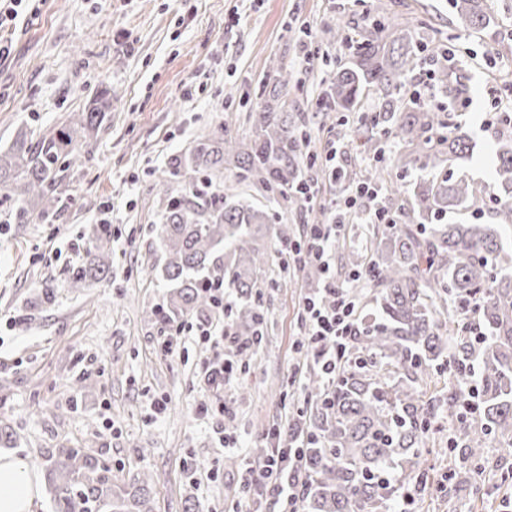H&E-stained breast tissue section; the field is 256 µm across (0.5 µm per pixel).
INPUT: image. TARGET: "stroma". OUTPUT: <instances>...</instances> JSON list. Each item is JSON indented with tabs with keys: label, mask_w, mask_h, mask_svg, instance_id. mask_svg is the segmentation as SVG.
<instances>
[{
	"label": "stroma",
	"mask_w": 512,
	"mask_h": 512,
	"mask_svg": "<svg viewBox=\"0 0 512 512\" xmlns=\"http://www.w3.org/2000/svg\"><path fill=\"white\" fill-rule=\"evenodd\" d=\"M494 4L495 26L471 33L452 0H29L24 23L0 32L11 43L0 60V147L19 130L40 134L64 123L106 90L112 110L82 165L68 170L48 217L15 223L17 203L0 190V423L13 431L16 455L39 471L52 448L101 453L120 477L150 472L154 512H184L189 501L201 512H235L234 487L253 447L283 409L303 404L289 371L300 358L298 316L310 277L292 270L287 287L264 289V338L253 363L225 388L223 415L197 414L209 392L200 368L212 348L194 342L185 358L162 357L148 317L166 296L141 273L161 256L165 202L157 177L217 126L251 144L249 114L276 60L298 77L281 102L311 131V151L321 153L339 123L356 125L358 113L380 111L382 100L371 91L356 111H321L326 81L353 52L301 39L302 27L336 24L360 38L395 20L419 43L437 41L456 53L433 103L461 114L473 155L437 167V175L495 194L501 127L491 122L493 101L512 99V74L488 93L486 64L512 60V0ZM108 206L112 278L68 287L67 271L85 261ZM372 251L368 225L345 226L333 272L355 296L364 290L352 258ZM48 286L50 304L42 301ZM163 399L168 409L156 413ZM220 430L236 447H220ZM509 471L512 456L499 471H474L475 495L450 500L413 487L407 494L416 512H512V488L500 485Z\"/></svg>",
	"instance_id": "obj_1"
}]
</instances>
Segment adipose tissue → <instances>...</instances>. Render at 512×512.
I'll list each match as a JSON object with an SVG mask.
<instances>
[{
	"instance_id": "adipose-tissue-1",
	"label": "adipose tissue",
	"mask_w": 512,
	"mask_h": 512,
	"mask_svg": "<svg viewBox=\"0 0 512 512\" xmlns=\"http://www.w3.org/2000/svg\"><path fill=\"white\" fill-rule=\"evenodd\" d=\"M39 480L27 459L0 455V512H34Z\"/></svg>"
}]
</instances>
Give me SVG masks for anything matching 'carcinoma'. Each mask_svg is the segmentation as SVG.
I'll list each match as a JSON object with an SVG mask.
<instances>
[{
    "instance_id": "carcinoma-1",
    "label": "carcinoma",
    "mask_w": 512,
    "mask_h": 512,
    "mask_svg": "<svg viewBox=\"0 0 512 512\" xmlns=\"http://www.w3.org/2000/svg\"><path fill=\"white\" fill-rule=\"evenodd\" d=\"M455 8L466 29L494 21L488 0H458ZM382 31L376 27L358 44L352 61L330 78L321 105L327 112L350 110L373 87L388 105L386 134L399 147L394 164L425 171L466 158L469 136L460 124L427 106L393 108L416 66L418 46L408 29L390 44ZM320 39L334 45L351 36L326 25ZM294 77L293 69L271 64L268 98L251 115L250 145L219 126L189 152L170 158L156 183L166 197L160 224L164 260L143 273L169 292L149 318L162 328L190 317L209 321L217 306L206 289L228 285L241 299L233 318L243 337L229 355L244 368L257 354L252 337L265 318L257 288L270 260L264 246L270 216L239 197L224 170L233 166L238 181L270 200L303 207L296 188L312 167L304 161L307 133L279 105ZM111 109L106 91L50 134L35 140L25 131L0 150V187L23 198L14 211L17 223L57 208V184L81 161ZM497 156L493 223H444L466 204L482 202L483 194L464 179L421 176L411 184L413 214L398 213L396 223L375 225L371 259H356L369 288L359 335L333 386L318 370L308 374L303 412L316 447L304 449L299 476L302 505L310 512H409L411 503L398 492L411 483L446 488L450 496L468 488L471 470L465 467L449 474L446 485L425 467L443 412L452 428L448 450L462 461L487 463L494 445L512 447V246L498 232L512 225V141L501 144ZM386 172L376 164L360 176L349 171L346 179L386 191ZM89 251L92 259L69 271L72 288L107 278L112 225H94ZM444 376L448 385L440 388ZM45 470L53 512H153L145 470L122 482L102 456L78 448L48 451Z\"/></svg>"
}]
</instances>
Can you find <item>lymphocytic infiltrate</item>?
Listing matches in <instances>:
<instances>
[{
  "instance_id": "lymphocytic-infiltrate-1",
  "label": "lymphocytic infiltrate",
  "mask_w": 512,
  "mask_h": 512,
  "mask_svg": "<svg viewBox=\"0 0 512 512\" xmlns=\"http://www.w3.org/2000/svg\"><path fill=\"white\" fill-rule=\"evenodd\" d=\"M337 153L332 144L325 151L327 178L338 187L337 194L328 202L332 221L307 225L303 243L279 255L282 267L301 270L313 265L320 275V287L309 289L302 299L300 318L306 326V354L330 382L335 380L347 347L356 334L355 301L330 275L333 248L342 229L339 217L347 214L362 224L393 221L392 214L379 204L376 187L366 183L351 186L343 182L344 163L338 160ZM189 336L213 348L214 354L204 363L202 373L213 390H223L237 370L236 363L227 355L228 348L238 342L233 324L220 316L207 323L183 322L166 327L158 341L161 353L177 355ZM299 418V413H286L264 432L268 453L243 471L237 487L239 499L253 504L270 495L280 503L282 512H299L296 461L303 449L311 447L313 440L306 435L289 443L282 440L283 431Z\"/></svg>"
}]
</instances>
